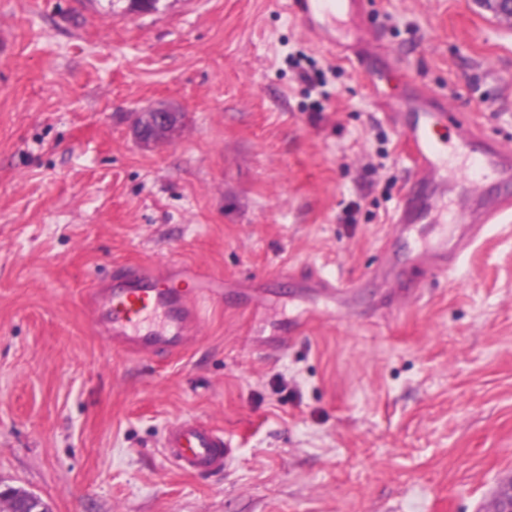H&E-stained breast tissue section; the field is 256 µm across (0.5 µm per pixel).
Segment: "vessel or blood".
<instances>
[{
    "label": "vessel or blood",
    "instance_id": "b4317fda",
    "mask_svg": "<svg viewBox=\"0 0 512 512\" xmlns=\"http://www.w3.org/2000/svg\"><path fill=\"white\" fill-rule=\"evenodd\" d=\"M305 29L331 53L346 55L353 45L349 24L369 17L374 0H286ZM404 122L398 131L407 145L416 179L404 192L392 228L396 238L415 245L386 259L378 274L396 287L419 292L413 274L447 269L481 238L489 225L512 212V150L488 134L470 115L448 110L434 93L414 94L397 106ZM454 128L453 141L441 132ZM468 183L482 195L474 209L451 207L450 194ZM305 280L329 298L347 297L350 282L311 272ZM222 275L183 261L157 268H126L111 282L91 285L89 300L112 345L145 360L179 353L196 335L201 307ZM162 446L165 456L186 473H218L230 453L223 431L197 420L173 423Z\"/></svg>",
    "mask_w": 512,
    "mask_h": 512
}]
</instances>
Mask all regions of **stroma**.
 <instances>
[{
    "instance_id": "stroma-1",
    "label": "stroma",
    "mask_w": 512,
    "mask_h": 512,
    "mask_svg": "<svg viewBox=\"0 0 512 512\" xmlns=\"http://www.w3.org/2000/svg\"><path fill=\"white\" fill-rule=\"evenodd\" d=\"M363 65L283 0H0V484L50 512H489L512 478V215L399 299L375 277L410 177L380 97L417 90L512 144V25L375 0ZM184 112L143 147L133 114ZM228 279L150 361L81 296L122 265ZM354 280L342 306L302 272ZM223 430L177 470V421ZM224 432L197 420L170 425L162 442L165 456L182 472L218 473L231 448Z\"/></svg>"
}]
</instances>
